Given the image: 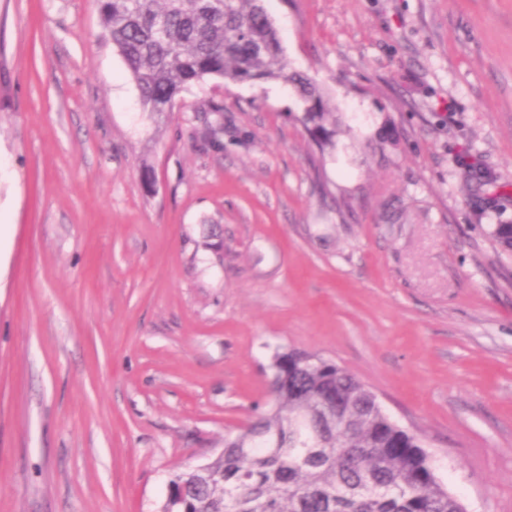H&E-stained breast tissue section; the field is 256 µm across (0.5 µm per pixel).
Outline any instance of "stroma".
I'll return each mask as SVG.
<instances>
[{
    "mask_svg": "<svg viewBox=\"0 0 512 512\" xmlns=\"http://www.w3.org/2000/svg\"><path fill=\"white\" fill-rule=\"evenodd\" d=\"M267 8L332 146L279 80L146 113L96 0H0V512H158L292 349L512 512V0ZM207 112L215 117L203 129L194 132L195 138L204 146L220 149L224 146V108L218 103H211Z\"/></svg>",
    "mask_w": 512,
    "mask_h": 512,
    "instance_id": "1",
    "label": "stroma"
}]
</instances>
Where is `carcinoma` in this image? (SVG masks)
Wrapping results in <instances>:
<instances>
[{"instance_id": "carcinoma-1", "label": "carcinoma", "mask_w": 512, "mask_h": 512, "mask_svg": "<svg viewBox=\"0 0 512 512\" xmlns=\"http://www.w3.org/2000/svg\"><path fill=\"white\" fill-rule=\"evenodd\" d=\"M265 2L97 0L145 111H172L183 88L209 77L279 79L304 101L317 145L330 146L327 100L289 69ZM206 111L214 120L195 138L220 149L224 108ZM494 237L512 253V224L495 225ZM273 358L268 408L226 435L206 470L171 478L170 512H460L422 436L392 420L374 392L322 356L290 350Z\"/></svg>"}]
</instances>
